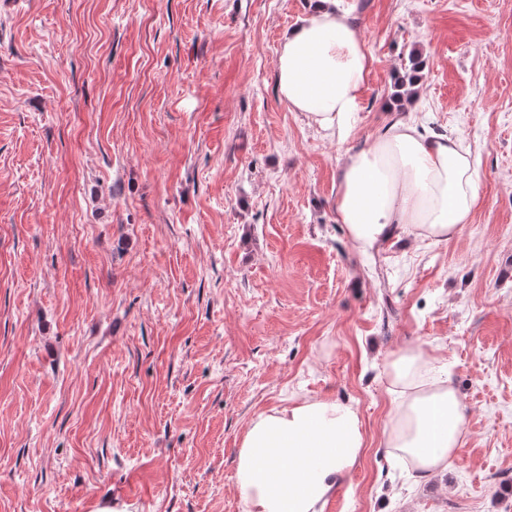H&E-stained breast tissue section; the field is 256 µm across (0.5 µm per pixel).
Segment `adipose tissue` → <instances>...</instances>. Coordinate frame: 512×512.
Segmentation results:
<instances>
[{
    "label": "adipose tissue",
    "instance_id": "1",
    "mask_svg": "<svg viewBox=\"0 0 512 512\" xmlns=\"http://www.w3.org/2000/svg\"><path fill=\"white\" fill-rule=\"evenodd\" d=\"M303 22L282 41L279 94L324 135L351 137L371 60L343 0H310ZM477 158L455 132L421 131L401 112L338 175L336 213L366 252L404 230L437 242L472 223L480 195ZM400 401L386 422L389 454L418 478L448 466L462 445L464 415L446 366L422 348L386 365ZM358 411L332 398L304 399L262 413L244 431L235 466L243 512H322L365 451Z\"/></svg>",
    "mask_w": 512,
    "mask_h": 512
}]
</instances>
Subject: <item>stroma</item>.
<instances>
[{"mask_svg": "<svg viewBox=\"0 0 512 512\" xmlns=\"http://www.w3.org/2000/svg\"><path fill=\"white\" fill-rule=\"evenodd\" d=\"M344 6L371 68L340 144L276 88L304 0H0V512H243L246 423L322 397L366 441L323 512H512V0ZM408 110L476 150L479 206L363 255L339 169ZM414 346L466 415L423 480L384 445ZM424 60L422 55L417 50H412L408 57V64L405 65V73L401 77L398 87L406 89V95H413L412 86L417 81V74L423 69Z\"/></svg>", "mask_w": 512, "mask_h": 512, "instance_id": "stroma-1", "label": "stroma"}]
</instances>
